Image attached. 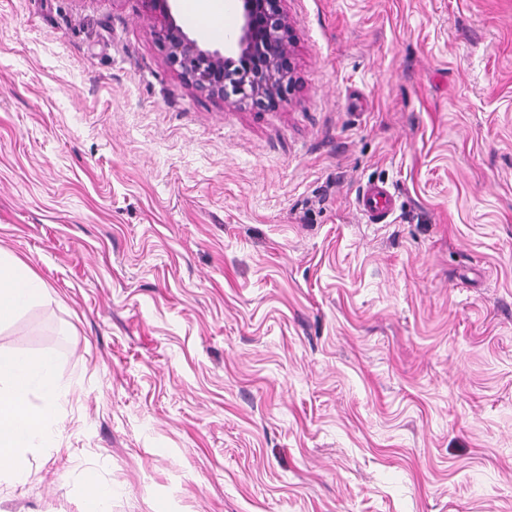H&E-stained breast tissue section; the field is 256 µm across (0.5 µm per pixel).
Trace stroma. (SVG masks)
I'll use <instances>...</instances> for the list:
<instances>
[{
    "label": "stroma",
    "instance_id": "stroma-1",
    "mask_svg": "<svg viewBox=\"0 0 512 512\" xmlns=\"http://www.w3.org/2000/svg\"><path fill=\"white\" fill-rule=\"evenodd\" d=\"M225 106L139 0H0V351L70 393L0 512H512V0H287ZM393 185L396 220L353 206ZM285 1H240L242 24L233 34V56L191 38L172 14L170 0H139L168 65L185 84L225 106L256 112L274 109L300 90L296 36ZM48 296L47 286L27 264L0 251V324L41 303ZM87 496L84 512H108L112 502V487L99 480L95 473L86 474Z\"/></svg>",
    "mask_w": 512,
    "mask_h": 512
}]
</instances>
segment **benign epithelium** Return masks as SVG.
Here are the masks:
<instances>
[{
  "instance_id": "1",
  "label": "benign epithelium",
  "mask_w": 512,
  "mask_h": 512,
  "mask_svg": "<svg viewBox=\"0 0 512 512\" xmlns=\"http://www.w3.org/2000/svg\"><path fill=\"white\" fill-rule=\"evenodd\" d=\"M154 22V35L168 65L185 84L229 107L262 112L300 90L296 36L285 0H241L242 24L226 55L202 47L179 25L170 0H139Z\"/></svg>"
}]
</instances>
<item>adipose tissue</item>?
<instances>
[{
  "label": "adipose tissue",
  "mask_w": 512,
  "mask_h": 512,
  "mask_svg": "<svg viewBox=\"0 0 512 512\" xmlns=\"http://www.w3.org/2000/svg\"><path fill=\"white\" fill-rule=\"evenodd\" d=\"M48 290L40 276L0 251V324L41 303ZM66 387L52 354L0 352V482L22 484L30 473L28 453L54 441L55 411Z\"/></svg>",
  "instance_id": "ef3b65f1"
}]
</instances>
